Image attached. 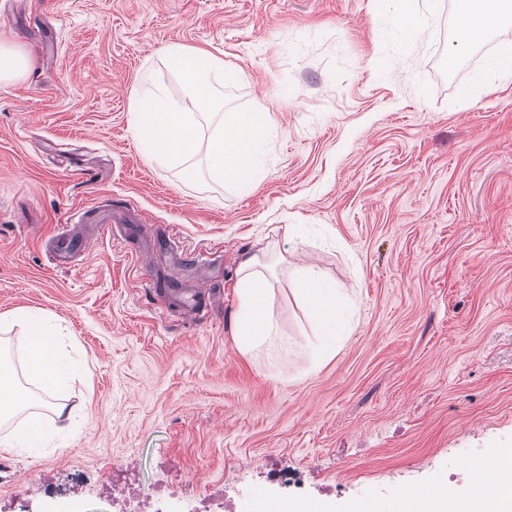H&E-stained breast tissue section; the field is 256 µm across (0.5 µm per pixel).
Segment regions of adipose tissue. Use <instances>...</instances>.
I'll return each instance as SVG.
<instances>
[{"instance_id": "obj_1", "label": "adipose tissue", "mask_w": 512, "mask_h": 512, "mask_svg": "<svg viewBox=\"0 0 512 512\" xmlns=\"http://www.w3.org/2000/svg\"><path fill=\"white\" fill-rule=\"evenodd\" d=\"M383 31L386 39L411 45L423 40L434 24L440 0H400ZM454 40L448 51L455 61L483 40L498 24L512 20V0H455ZM512 80V46H501L488 56L480 71L457 96L459 106L484 97L500 84ZM278 263L266 251L244 252L237 267L238 309L234 336L240 352L276 344L278 328L271 313L272 283L266 273ZM289 274L297 296L314 312L317 324L316 360L325 361L336 353V345L347 329L346 310L340 288L328 283L312 267L290 265ZM25 364L30 378L48 395L64 389L70 365L56 340L37 321H27ZM32 404L29 392L16 384L8 361L0 362V422H6ZM61 410L29 417L19 433L0 439L6 448L39 447L44 437L59 426ZM399 512H512V454L490 450L484 462L470 472L466 493L459 494L438 479L428 487L402 492Z\"/></svg>"}]
</instances>
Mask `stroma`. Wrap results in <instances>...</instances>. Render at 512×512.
Masks as SVG:
<instances>
[{"label": "stroma", "instance_id": "obj_1", "mask_svg": "<svg viewBox=\"0 0 512 512\" xmlns=\"http://www.w3.org/2000/svg\"><path fill=\"white\" fill-rule=\"evenodd\" d=\"M5 7L0 39L32 67L0 85V316L52 324L78 374L42 406L78 431L0 450V512H71L109 491L116 464L141 494L165 484L170 512H192L204 488L235 512H255L259 488L349 512L442 476L466 492L471 463L512 453V82L456 104L512 25L452 69V0L409 51L383 39L375 0ZM172 44L238 70L226 109L269 113L254 190L160 164L139 139L131 99ZM381 56L393 79L374 73ZM105 206L131 214L134 233L76 225L86 249L56 265L58 225ZM268 246L284 258L283 345L244 354L236 269ZM292 261L355 304L330 360L313 358Z\"/></svg>", "mask_w": 512, "mask_h": 512}]
</instances>
